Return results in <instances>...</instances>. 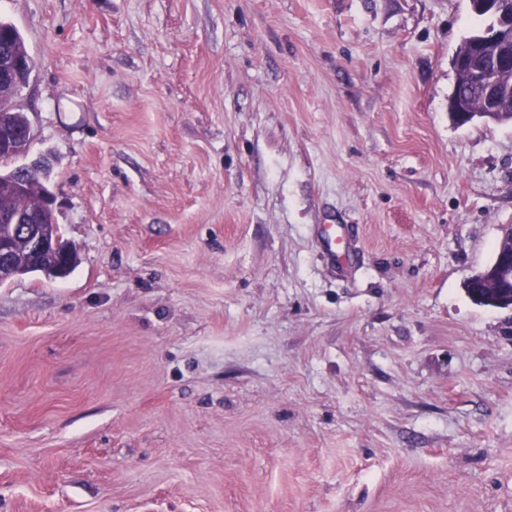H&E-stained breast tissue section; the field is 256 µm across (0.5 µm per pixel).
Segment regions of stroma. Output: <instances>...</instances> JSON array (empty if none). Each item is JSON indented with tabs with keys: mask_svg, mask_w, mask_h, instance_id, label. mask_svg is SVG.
<instances>
[{
	"mask_svg": "<svg viewBox=\"0 0 512 512\" xmlns=\"http://www.w3.org/2000/svg\"><path fill=\"white\" fill-rule=\"evenodd\" d=\"M65 278L0 283V512H512V123L469 0H0ZM336 225L352 247L333 260ZM0 32L4 34L7 41L8 49L16 61L18 66L14 74L13 61L0 55V86L4 83L11 82L14 74V94L22 87L25 80V74L31 64L25 41L19 30L11 23L2 21L0 18ZM481 33L482 31L465 37L455 53L461 59V66L458 71L456 70L457 83L448 97V113L454 122L461 118L458 116L459 112L472 113L473 120L484 108L481 90L470 83L468 74V71L477 69L485 59L490 58L485 52L489 48L484 49L482 45L478 46ZM506 230L509 237L511 236V248L503 250L499 248V253L494 257L491 266L479 276L487 282L493 283L497 280H510L506 283L505 288H509L507 292L502 293L493 290L494 288L482 289V285L478 282L464 284L468 296L473 302L483 306L494 307V303L501 300H508L511 297L512 289V226L511 224L500 225L499 231ZM503 252V253H502ZM479 296L478 299L473 297Z\"/></svg>",
	"mask_w": 512,
	"mask_h": 512,
	"instance_id": "1",
	"label": "stroma"
}]
</instances>
